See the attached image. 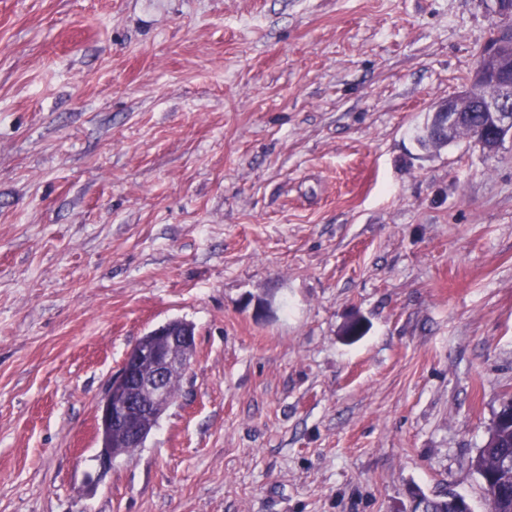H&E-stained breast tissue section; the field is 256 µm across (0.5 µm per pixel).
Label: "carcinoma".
<instances>
[{
    "instance_id": "obj_1",
    "label": "carcinoma",
    "mask_w": 512,
    "mask_h": 512,
    "mask_svg": "<svg viewBox=\"0 0 512 512\" xmlns=\"http://www.w3.org/2000/svg\"><path fill=\"white\" fill-rule=\"evenodd\" d=\"M493 438L498 447L485 445L479 449L473 467L479 476L486 477L482 489L489 512H512V427L494 429ZM450 496V492L433 497L422 495L415 509L419 512H453Z\"/></svg>"
}]
</instances>
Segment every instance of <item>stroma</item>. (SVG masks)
<instances>
[{
    "instance_id": "stroma-1",
    "label": "stroma",
    "mask_w": 512,
    "mask_h": 512,
    "mask_svg": "<svg viewBox=\"0 0 512 512\" xmlns=\"http://www.w3.org/2000/svg\"><path fill=\"white\" fill-rule=\"evenodd\" d=\"M487 0H0V512H411L512 393V139L425 153ZM367 330L343 334L351 319ZM196 351L101 471L97 407ZM167 323L173 330H181L187 325L194 328L192 324L182 320H171ZM167 323L152 330L155 336H161L158 342L137 344L127 352L99 406L97 422L101 446L98 461L104 472L112 466V450L116 458L132 454L142 447L147 424L169 405V379L172 375L181 373L171 380V405L181 378L192 365L196 345L195 332L190 328L179 332L172 331ZM165 410L159 414L153 427ZM113 433L123 435L130 443H120L113 438L112 447L116 448L108 447L104 440L111 439ZM131 443L138 447L134 448L136 446Z\"/></svg>"
}]
</instances>
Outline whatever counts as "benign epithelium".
<instances>
[{
    "mask_svg": "<svg viewBox=\"0 0 512 512\" xmlns=\"http://www.w3.org/2000/svg\"><path fill=\"white\" fill-rule=\"evenodd\" d=\"M490 83L496 87L492 94L486 92ZM430 116L436 124L420 127L422 140L437 133L452 143L461 129L470 126L473 141L493 154L505 138L512 137V29L503 26L492 31L463 90L434 103ZM153 334L160 337L158 342L137 344L127 352L99 406L98 461L104 471L114 460L106 441L119 433L128 442L143 445L147 424L168 406L169 379L192 365L196 341L191 329L172 331L164 323Z\"/></svg>",
    "mask_w": 512,
    "mask_h": 512,
    "instance_id": "benign-epithelium-1",
    "label": "benign epithelium"
}]
</instances>
